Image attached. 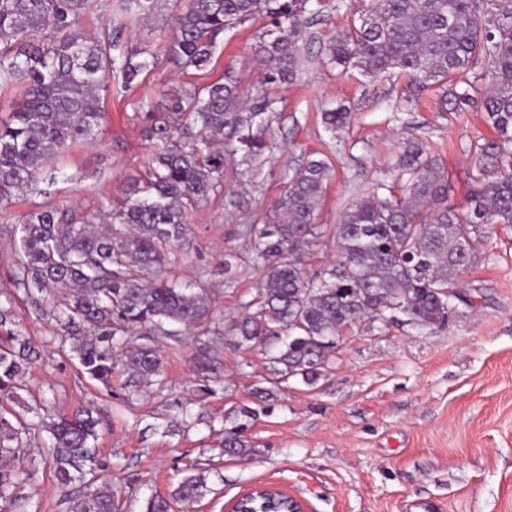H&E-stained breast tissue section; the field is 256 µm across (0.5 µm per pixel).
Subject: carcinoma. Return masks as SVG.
Returning <instances> with one entry per match:
<instances>
[{
	"mask_svg": "<svg viewBox=\"0 0 512 512\" xmlns=\"http://www.w3.org/2000/svg\"><path fill=\"white\" fill-rule=\"evenodd\" d=\"M99 0H0V89L22 96L0 119V205L20 192L52 186L70 145L96 141L106 112L100 92L112 77L130 89L158 57L123 41L112 19L94 33L82 25ZM309 0H182L164 56L182 69L205 70L224 31L265 21L260 41L262 82L284 85L299 76L300 43L322 22ZM170 0H122L127 26L159 15ZM347 24L323 47L326 59L371 81L405 75L399 96L415 100L441 90L442 112L485 113L495 137L475 145V173L465 204L449 201L448 172L429 142H404L398 167L408 174L401 196L380 195L350 206L336 226L339 260L309 273L304 257L320 244L316 217L332 169L308 156L285 174L287 188L265 224H247V255L261 277L245 314L224 325L239 348L271 346L273 387L253 392L256 407L224 412L225 454L248 457V432L265 404L299 378L314 385L336 339L357 323L406 322L425 329L448 321V288L477 259L476 245L497 224L512 227V0H363L346 4ZM232 71L202 89H161L134 103L147 142L143 176L119 204L76 211L45 205L19 225L10 277L36 310L68 337L85 374L108 383L117 366L148 379L160 374L157 345L127 346L131 336H177L174 325L202 328L211 314L204 284L162 277L173 249L189 235L188 211L223 193L227 157L250 180L270 150L266 131L276 99L244 101ZM350 108L322 113L326 129L347 128ZM53 292L43 305L39 294ZM33 342L12 330L0 336V497L21 480L11 442L29 429L4 402L15 401L22 365L37 361ZM197 370H214L212 343L197 339ZM12 414L7 418L6 414ZM100 419L91 408L38 426L50 434L48 456L67 486L93 461ZM203 479L185 477L169 495L148 499L146 512H173L199 496ZM70 512H119L109 486L71 500Z\"/></svg>",
	"mask_w": 512,
	"mask_h": 512,
	"instance_id": "carcinoma-1",
	"label": "carcinoma"
}]
</instances>
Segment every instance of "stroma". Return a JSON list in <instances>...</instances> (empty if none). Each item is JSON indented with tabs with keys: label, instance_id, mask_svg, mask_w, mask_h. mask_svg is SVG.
<instances>
[{
	"label": "stroma",
	"instance_id": "1",
	"mask_svg": "<svg viewBox=\"0 0 512 512\" xmlns=\"http://www.w3.org/2000/svg\"><path fill=\"white\" fill-rule=\"evenodd\" d=\"M337 2L323 0L332 19L316 25V42L304 45L313 60L300 81L272 91L280 114L269 132L270 160L252 184L227 171L223 195L189 212L190 248L175 252L167 266L168 278L206 283L211 330L243 314L260 277L244 263L226 285L225 252L243 251L244 225L268 221L286 188L284 173L303 157L317 153L334 167L317 216L324 237L309 259L312 271L336 262V226L349 204L368 197L378 182L401 191L405 179L395 159L405 138L437 144L454 203L463 204L469 193L470 144L491 133L484 113L439 111L430 88L399 112L394 97L373 96L366 77L326 65L320 44L346 24ZM261 28L257 21L224 32L208 69L182 71L162 60L132 89L113 79L103 93L107 116L98 143L70 148L50 196L32 191L0 207V301L12 303V330L41 351L11 409L48 406L69 415L92 406L101 417L94 463L83 482L64 489L47 458V433L37 428L23 435L24 476L8 491L6 512H69L70 498L89 485L111 486L125 512H145L151 495L171 493L191 472L202 474L206 486L188 512H228L258 485L300 499L305 512H410L423 501L438 512H512V227L497 226L480 241L475 265L461 276L468 302L447 324L423 331L361 324L346 331L316 385L290 381L259 416L251 430L257 452L246 459L224 453V412L250 403L252 390L272 380L261 350L218 344L224 387L204 392L191 360L196 335L185 332L159 341L162 380L135 385L120 370L105 385L81 374L55 321L36 316L8 277L15 226L26 215L47 202L90 209L111 203L142 175L147 150L135 101L165 85L201 88L228 70L241 76L243 96L260 94ZM342 102L353 107L351 124L335 134L321 114ZM241 192L251 201L245 211L227 203L228 194Z\"/></svg>",
	"mask_w": 512,
	"mask_h": 512
}]
</instances>
